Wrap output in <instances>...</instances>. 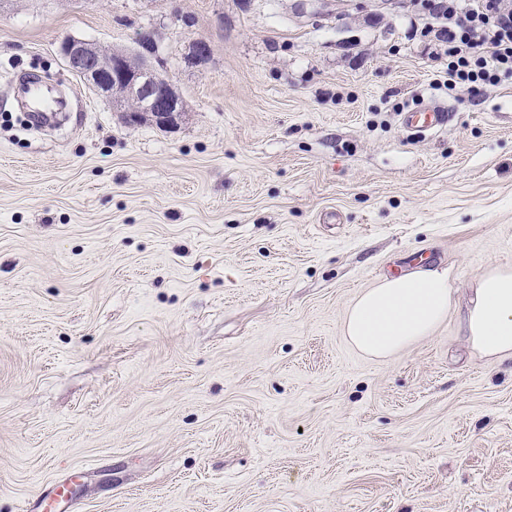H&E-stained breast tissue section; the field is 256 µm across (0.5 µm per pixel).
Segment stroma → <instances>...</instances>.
<instances>
[{
    "instance_id": "obj_1",
    "label": "stroma",
    "mask_w": 512,
    "mask_h": 512,
    "mask_svg": "<svg viewBox=\"0 0 512 512\" xmlns=\"http://www.w3.org/2000/svg\"><path fill=\"white\" fill-rule=\"evenodd\" d=\"M419 0H0V512H512V359L452 309L386 360L378 280L512 264V78L449 89ZM157 45L127 125L68 36ZM210 54L199 59L196 46ZM51 76L58 125L18 124ZM451 109L414 138L400 112ZM60 52L70 71L79 75L100 96L112 103L130 125L152 120L175 129L183 117V104L169 77L149 57L135 60L123 52L104 53L89 41L66 37Z\"/></svg>"
}]
</instances>
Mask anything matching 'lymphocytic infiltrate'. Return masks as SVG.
I'll list each match as a JSON object with an SVG mask.
<instances>
[{
    "label": "lymphocytic infiltrate",
    "instance_id": "lymphocytic-infiltrate-1",
    "mask_svg": "<svg viewBox=\"0 0 512 512\" xmlns=\"http://www.w3.org/2000/svg\"><path fill=\"white\" fill-rule=\"evenodd\" d=\"M438 22L434 37L448 57V87L471 99L512 77V7L505 0H423Z\"/></svg>",
    "mask_w": 512,
    "mask_h": 512
}]
</instances>
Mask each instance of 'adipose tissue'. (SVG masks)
<instances>
[{
  "label": "adipose tissue",
  "mask_w": 512,
  "mask_h": 512,
  "mask_svg": "<svg viewBox=\"0 0 512 512\" xmlns=\"http://www.w3.org/2000/svg\"><path fill=\"white\" fill-rule=\"evenodd\" d=\"M446 269L383 278L348 307L343 334L357 351L387 359L430 336L457 303ZM462 328L474 354L512 359V268L493 266L470 286Z\"/></svg>",
  "instance_id": "ef3b65f1"
}]
</instances>
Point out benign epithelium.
<instances>
[{
	"instance_id": "1",
	"label": "benign epithelium",
	"mask_w": 512,
	"mask_h": 512,
	"mask_svg": "<svg viewBox=\"0 0 512 512\" xmlns=\"http://www.w3.org/2000/svg\"><path fill=\"white\" fill-rule=\"evenodd\" d=\"M60 52L70 71L79 75L134 126L144 120L176 128L183 117V104L171 80L148 58L135 60L123 52L104 53L94 44L66 37Z\"/></svg>"
}]
</instances>
